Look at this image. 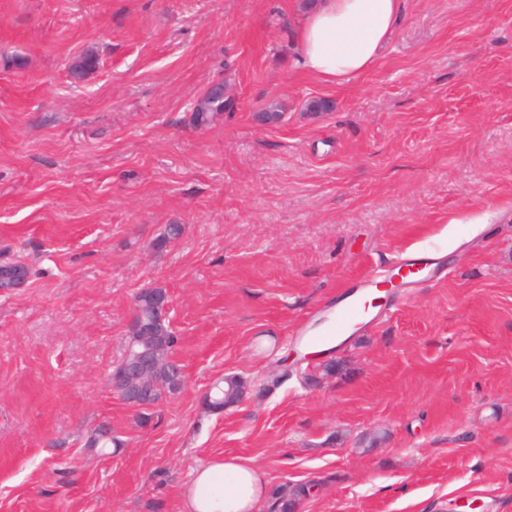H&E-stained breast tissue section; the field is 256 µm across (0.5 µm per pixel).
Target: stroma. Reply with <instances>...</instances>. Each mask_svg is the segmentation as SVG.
<instances>
[{"instance_id":"1","label":"stroma","mask_w":512,"mask_h":512,"mask_svg":"<svg viewBox=\"0 0 512 512\" xmlns=\"http://www.w3.org/2000/svg\"><path fill=\"white\" fill-rule=\"evenodd\" d=\"M308 5L0 0V512H180L217 455L298 512H512V0H405L341 86L295 67ZM409 256L323 376L305 335ZM148 287L185 383L142 428L108 376ZM229 374L280 383L210 412Z\"/></svg>"}]
</instances>
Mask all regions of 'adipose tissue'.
I'll return each mask as SVG.
<instances>
[{
	"instance_id": "obj_1",
	"label": "adipose tissue",
	"mask_w": 512,
	"mask_h": 512,
	"mask_svg": "<svg viewBox=\"0 0 512 512\" xmlns=\"http://www.w3.org/2000/svg\"><path fill=\"white\" fill-rule=\"evenodd\" d=\"M403 0H315L295 31L302 73L342 85L371 71L389 41ZM267 475L250 460L213 457L192 469L182 512H259Z\"/></svg>"
}]
</instances>
